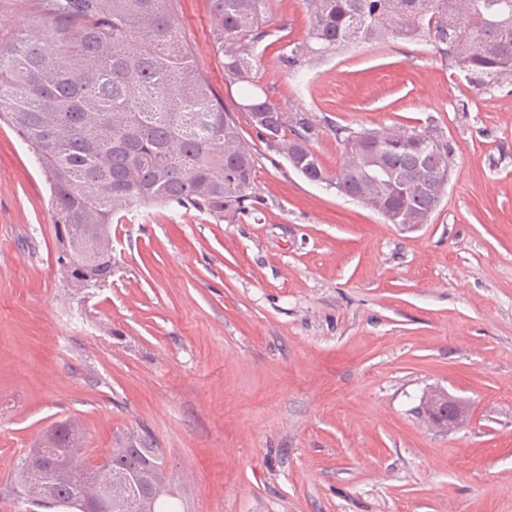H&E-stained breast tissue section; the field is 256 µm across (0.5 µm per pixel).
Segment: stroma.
Returning a JSON list of instances; mask_svg holds the SVG:
<instances>
[{"label": "stroma", "instance_id": "1", "mask_svg": "<svg viewBox=\"0 0 512 512\" xmlns=\"http://www.w3.org/2000/svg\"><path fill=\"white\" fill-rule=\"evenodd\" d=\"M196 66L228 110L208 0H174ZM256 78L315 124L437 127L453 147L443 200L406 229L306 180L249 124V209L173 204L112 227L105 285L58 263L49 189L0 123V512L58 422L87 454L127 438L161 449L185 512H512V80L477 91L426 42L340 49L288 76L303 0H274ZM444 389L455 428L416 408Z\"/></svg>", "mask_w": 512, "mask_h": 512}]
</instances>
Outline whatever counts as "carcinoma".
Wrapping results in <instances>:
<instances>
[{
    "label": "carcinoma",
    "mask_w": 512,
    "mask_h": 512,
    "mask_svg": "<svg viewBox=\"0 0 512 512\" xmlns=\"http://www.w3.org/2000/svg\"><path fill=\"white\" fill-rule=\"evenodd\" d=\"M308 33L281 58L305 63L356 43L425 40L475 89L512 75V0H304ZM172 0H43L17 37L0 43V121L32 150L51 189L58 263L74 288L112 277V221L171 203L213 214L246 210L255 159L238 117L196 67ZM210 35L224 76L248 84L244 113L269 150L311 182L325 183L390 224H426L448 184L452 146L414 127L346 129L343 162L327 171L309 142L314 124L259 88L255 45L273 0H210ZM40 448H61L73 472L21 467L13 488L33 502L99 492L112 474L84 468L78 422L58 423ZM151 464L169 480L159 448L112 449V469ZM112 512H184L178 495L147 501L135 484L112 492Z\"/></svg>",
    "instance_id": "1"
}]
</instances>
